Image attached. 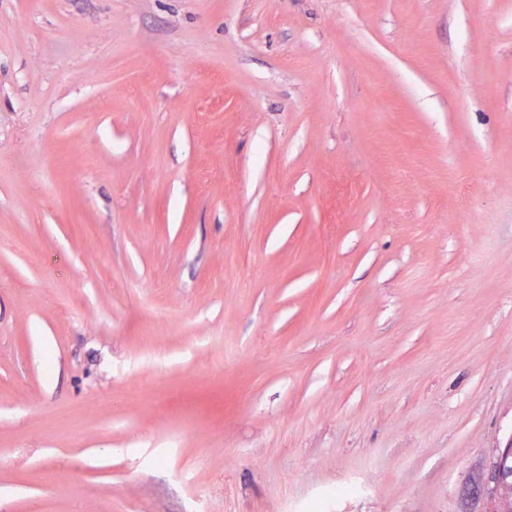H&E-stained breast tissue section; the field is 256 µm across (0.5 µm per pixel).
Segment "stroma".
Here are the masks:
<instances>
[{
    "instance_id": "stroma-1",
    "label": "stroma",
    "mask_w": 512,
    "mask_h": 512,
    "mask_svg": "<svg viewBox=\"0 0 512 512\" xmlns=\"http://www.w3.org/2000/svg\"><path fill=\"white\" fill-rule=\"evenodd\" d=\"M1 225L0 512H488L512 0H0ZM130 288H142L139 292L140 306L148 309V320L151 325L163 324L171 320L173 311L163 306H156L152 301V294L148 289L149 287L131 285Z\"/></svg>"
}]
</instances>
